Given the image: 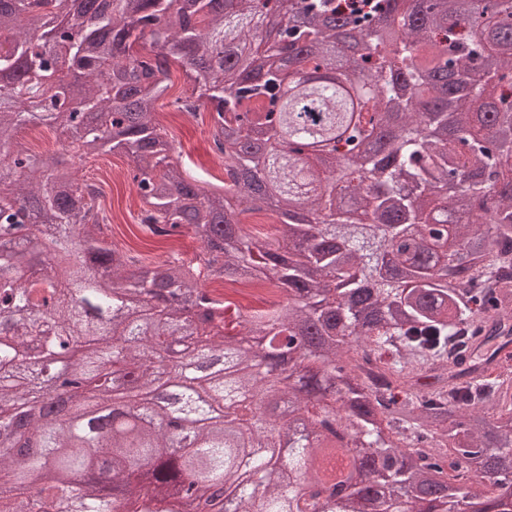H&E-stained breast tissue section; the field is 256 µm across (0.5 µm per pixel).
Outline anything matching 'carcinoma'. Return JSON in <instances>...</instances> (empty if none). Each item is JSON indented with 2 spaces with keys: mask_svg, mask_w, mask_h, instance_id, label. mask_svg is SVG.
Listing matches in <instances>:
<instances>
[{
  "mask_svg": "<svg viewBox=\"0 0 512 512\" xmlns=\"http://www.w3.org/2000/svg\"><path fill=\"white\" fill-rule=\"evenodd\" d=\"M279 0H0V166L31 176L0 195V231L31 202L49 215L62 261L24 288L26 251L0 255V409L43 390L29 363L69 344V365L96 398L138 409L81 448L73 428L26 412L37 451L0 446V501L11 512H63V491L81 492L72 512H224L209 494L221 482L235 512H512V488L485 476L512 470V368L488 351L512 344V0H380L348 9L301 0L307 28L278 35L301 45L302 62L336 73L278 97L281 67L249 82V61L273 51L257 16ZM394 15L384 46L374 24ZM63 52L86 89L68 111L70 86L47 82ZM190 88L173 101L193 117L209 110L213 149L224 158V192L207 193L172 161L156 122L172 67ZM401 71L408 95L389 90ZM112 113V129L77 121ZM402 126L382 156L364 148L387 117ZM45 127L81 155L118 153L132 164L140 223L168 238L200 240L210 275L276 298L245 311L198 284L177 253L141 265L112 248L94 183L67 168L45 181L40 156L19 135ZM348 184L345 197L336 182ZM266 189L268 201L254 194ZM265 211L275 223L249 227ZM447 227L435 229L440 223ZM312 336L296 387L277 374L281 337ZM228 356L227 371L183 376L153 358ZM126 371L112 394L108 366ZM181 379L182 414L202 423L190 441L153 426L154 394ZM313 438L272 455L276 421L246 423V400L262 408L283 394ZM333 415L337 433L320 437ZM373 465L372 485L324 496L328 458Z\"/></svg>",
  "mask_w": 512,
  "mask_h": 512,
  "instance_id": "carcinoma-1",
  "label": "carcinoma"
}]
</instances>
